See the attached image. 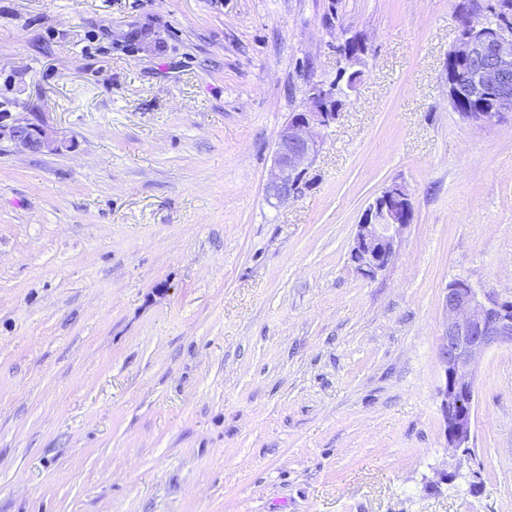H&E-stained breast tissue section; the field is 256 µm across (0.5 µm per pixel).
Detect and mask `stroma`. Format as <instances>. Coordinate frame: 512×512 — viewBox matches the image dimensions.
<instances>
[{"label": "stroma", "instance_id": "stroma-1", "mask_svg": "<svg viewBox=\"0 0 512 512\" xmlns=\"http://www.w3.org/2000/svg\"><path fill=\"white\" fill-rule=\"evenodd\" d=\"M463 2L0 0V98L66 143L0 145V512H512V348L472 457L437 394L447 286L512 292V114L448 103ZM315 83L339 116L272 204ZM395 181L414 219L368 279ZM141 29L145 30L146 32H145V35H142V36H139L138 38H136V40H135L136 51L139 53L146 54L147 56L156 54L158 52L160 37L157 34V32L150 27H146V26L130 27V29L124 34L123 41L124 42L130 41L132 39V37H134V31L139 32ZM337 108L335 93L326 89L308 91L302 110L293 112L277 135L266 185L268 197L282 202L303 193L309 182V170L321 149L316 131L335 122ZM412 219L410 194L399 183L388 186L367 205L350 250V259L363 277H375L392 262Z\"/></svg>", "mask_w": 512, "mask_h": 512}]
</instances>
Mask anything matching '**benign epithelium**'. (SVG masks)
Returning <instances> with one entry per match:
<instances>
[{
    "mask_svg": "<svg viewBox=\"0 0 512 512\" xmlns=\"http://www.w3.org/2000/svg\"><path fill=\"white\" fill-rule=\"evenodd\" d=\"M473 0L461 21L466 35L448 54L451 64H467L476 77L460 89L448 79L450 105H476L461 116L474 126L487 124L484 110L500 115L512 112V26L475 20ZM135 40L136 51L158 52L160 37L150 27H131L123 41ZM338 116L336 94L326 89L307 93L301 111L294 112L280 129L274 161L266 185L268 197L279 202L299 197L308 185V174L321 149L317 130L330 126ZM10 141L31 152H53L65 147L31 112H1L0 141ZM413 219L410 194L393 183L376 196L357 224L350 259L364 277L373 278L394 259L404 230ZM446 322L440 337L442 380L438 389L448 446L469 447L474 434V397L477 359L485 351L512 347V294L479 290L465 280L448 285L444 295Z\"/></svg>",
    "mask_w": 512,
    "mask_h": 512,
    "instance_id": "1",
    "label": "benign epithelium"
}]
</instances>
